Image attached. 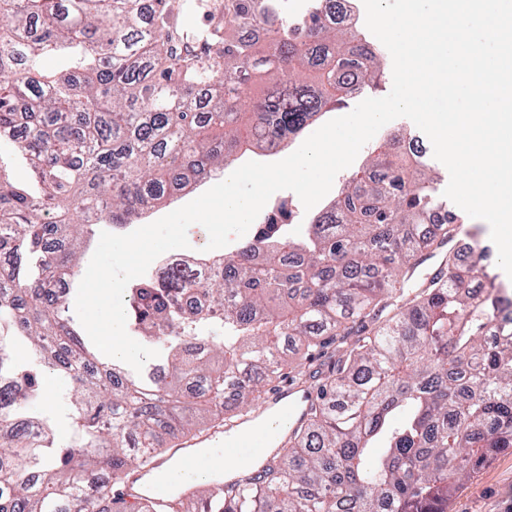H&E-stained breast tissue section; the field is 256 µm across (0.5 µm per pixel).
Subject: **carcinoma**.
Here are the masks:
<instances>
[{"label":"carcinoma","mask_w":512,"mask_h":512,"mask_svg":"<svg viewBox=\"0 0 512 512\" xmlns=\"http://www.w3.org/2000/svg\"><path fill=\"white\" fill-rule=\"evenodd\" d=\"M0 0V140L36 188L0 167V512H155L124 478L199 420L304 377L303 422L197 512H448L457 484L512 448V322L504 283L451 244L421 162L378 152L294 240L261 224L236 251L130 287L129 325L162 349L135 379L91 352L66 316L82 244L255 150L277 154L354 87L381 80L323 0H224L207 58L169 48L168 0ZM65 57L69 66L41 68ZM439 256L425 282L419 268ZM72 385L76 443L28 413L47 373ZM0 160L10 174L12 181L18 185H32L33 175L29 165L17 153L11 143L0 141Z\"/></svg>","instance_id":"1"}]
</instances>
